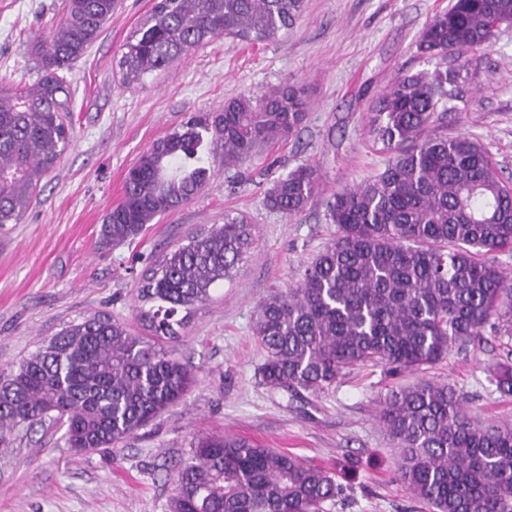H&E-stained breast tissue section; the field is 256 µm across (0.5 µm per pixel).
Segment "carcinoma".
<instances>
[{
    "label": "carcinoma",
    "mask_w": 512,
    "mask_h": 512,
    "mask_svg": "<svg viewBox=\"0 0 512 512\" xmlns=\"http://www.w3.org/2000/svg\"><path fill=\"white\" fill-rule=\"evenodd\" d=\"M116 0H65L39 40L40 78L0 88V225L19 224L73 128L62 72L85 54ZM304 0H156L122 46L125 84L168 68L191 50L231 37L261 42L288 30ZM512 23V0H455L424 28L420 50L440 59L429 76L397 78L376 98L370 131L390 153L384 171L339 189L330 202L336 239L299 283L264 298L254 333L266 352L265 385L319 393L367 364L416 371L465 350L486 326L512 332V292L486 255L512 246V187L477 139L438 132L460 98L443 66ZM292 86L240 96L155 140L126 173L124 197L103 218L100 242L133 241L148 224L194 199L218 160L232 167L284 142L302 123ZM315 191L312 168L273 181L267 205L292 218ZM251 243L238 216L171 246L142 275L137 316L145 335L108 315L73 320L0 372V444L53 415L75 453L108 448L176 404L195 382L165 344L186 336L198 306L229 280ZM496 390L512 396V360L496 364ZM379 421L399 451L398 476L431 512H512V427L479 423L455 391L421 382L399 389ZM168 512H322L342 487L335 475L283 451L211 434L191 442Z\"/></svg>",
    "instance_id": "1"
}]
</instances>
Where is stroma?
Returning a JSON list of instances; mask_svg holds the SVG:
<instances>
[{
	"label": "stroma",
	"mask_w": 512,
	"mask_h": 512,
	"mask_svg": "<svg viewBox=\"0 0 512 512\" xmlns=\"http://www.w3.org/2000/svg\"><path fill=\"white\" fill-rule=\"evenodd\" d=\"M64 0H0V83H33L34 46ZM154 0H117L111 19L66 74L73 138L46 175L22 223L0 226V369L17 364L70 321L106 313L134 333L141 273L169 246L201 228L244 215L254 242L231 280L197 309L174 354L197 382L175 406L112 448L76 454L61 425L17 429L0 446V512H168L172 474L193 437L232 434L288 451L336 472L342 487L325 512H428L399 479L398 450L380 406L399 388L446 384L479 421L512 425L492 367L512 353V335L487 330L463 352L418 372L381 366L345 372L320 393L263 385L265 353L254 335L259 302L294 285L336 237L328 202L340 188L381 173L389 159L369 132L373 99L403 75L433 71L418 43L453 0H306L294 26L259 43L223 39L168 69L123 83L116 60ZM454 68L463 91L442 133L480 140L512 185V24ZM301 89L306 116L287 141L214 175L193 201L148 225L133 242L102 247L106 211L127 170L155 139L188 117L242 94ZM315 171L306 210L270 209L275 179L302 165Z\"/></svg>",
	"instance_id": "stroma-1"
}]
</instances>
